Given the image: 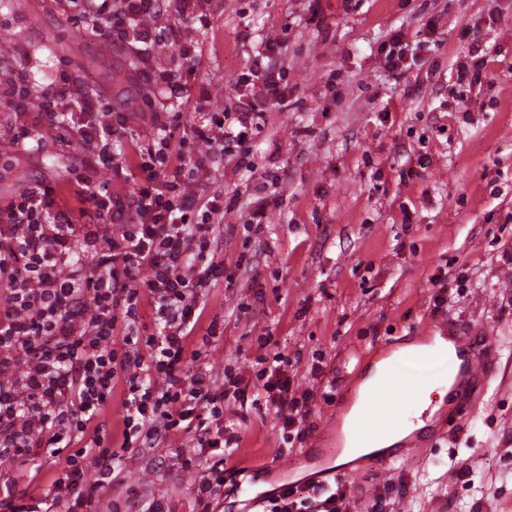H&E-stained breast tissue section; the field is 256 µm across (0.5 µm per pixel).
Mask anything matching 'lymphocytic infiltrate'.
<instances>
[{
  "instance_id": "f902f5d3",
  "label": "lymphocytic infiltrate",
  "mask_w": 512,
  "mask_h": 512,
  "mask_svg": "<svg viewBox=\"0 0 512 512\" xmlns=\"http://www.w3.org/2000/svg\"><path fill=\"white\" fill-rule=\"evenodd\" d=\"M189 0H85L81 21L113 48L134 51L137 81L149 86L156 108L153 136L113 153L112 137L129 115L68 72L38 92L36 111L18 108L12 143L26 149L44 128L62 129L87 154L76 177L85 208L75 215L58 201L55 186L31 180L0 202V457L65 456L44 506L24 503L11 484H0V512H95L96 489L111 485L113 453L90 435L124 381L123 447L178 432H195L199 465L192 512H214L225 486L224 459L240 438L224 424V405L245 398L244 377L225 368L216 379L188 339L203 313L199 288L224 277L213 246L233 203L223 193L204 196L195 186L215 176L213 158L236 153L252 168L247 143L264 119L261 105L246 104L235 117L198 110L186 136L173 139L172 110L184 86L177 70L156 67L179 48L185 67L195 43L180 30L152 27L162 16L184 15ZM282 40L267 43L240 84L259 97L282 95V70L272 66ZM115 178L136 177L134 189L111 194L96 185L100 165ZM152 305L157 331L119 333V317L136 318ZM265 399L284 442L303 441L311 392L295 393L288 360L274 356L260 372ZM95 482H88V470ZM346 487L311 482L283 485L269 497V512H344Z\"/></svg>"
}]
</instances>
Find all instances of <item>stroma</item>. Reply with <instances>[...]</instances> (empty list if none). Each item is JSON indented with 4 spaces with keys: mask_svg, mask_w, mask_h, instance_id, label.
Masks as SVG:
<instances>
[{
    "mask_svg": "<svg viewBox=\"0 0 512 512\" xmlns=\"http://www.w3.org/2000/svg\"><path fill=\"white\" fill-rule=\"evenodd\" d=\"M209 27L182 23L202 49L185 94L211 92L212 111L237 112L236 79L267 39L286 35L285 99L267 106L251 143L252 169L225 157L205 194L236 199L225 213L224 278L206 286V309L190 340L223 377L252 380L244 403L224 410L242 437L224 463L239 485L279 476L293 459L338 458L332 425L354 398L352 371L381 344L451 324L497 338V375L473 411L407 461L381 467L363 457L346 477L348 512H512V0H209ZM59 0H0V196L36 175L75 178L84 150L43 131L17 150L4 128L9 87L25 71L30 90L84 61L78 78L123 104L132 134L153 133L147 86L136 61L107 49ZM423 44L407 69H386L391 31ZM486 55V79L466 87L455 68L470 50ZM274 199L260 231L248 224ZM446 276V288L432 280ZM288 357L297 391H312L306 439L282 444L257 394L261 358ZM331 398H324V390ZM123 410L100 422L116 450L117 478L97 512H146L157 499L191 512L196 473L183 459L196 438L179 433L123 447ZM65 465L20 456L0 461V482L41 500ZM467 476H460V469Z\"/></svg>",
    "mask_w": 512,
    "mask_h": 512,
    "instance_id": "stroma-1",
    "label": "stroma"
}]
</instances>
